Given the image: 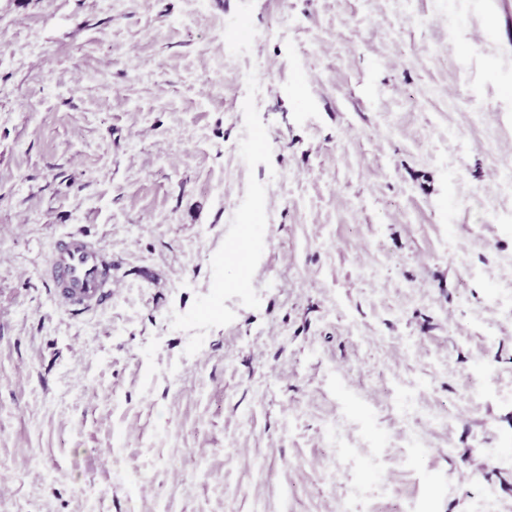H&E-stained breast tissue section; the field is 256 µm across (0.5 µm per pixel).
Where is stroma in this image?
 Returning a JSON list of instances; mask_svg holds the SVG:
<instances>
[{"mask_svg": "<svg viewBox=\"0 0 512 512\" xmlns=\"http://www.w3.org/2000/svg\"><path fill=\"white\" fill-rule=\"evenodd\" d=\"M508 167L512 0H0V512H512ZM41 278L65 313H96L112 301V254L74 231L53 243ZM433 416L423 406H415L413 411L407 416L408 428L406 429L407 441L411 447H417L422 440V434L419 425L423 422L431 421Z\"/></svg>", "mask_w": 512, "mask_h": 512, "instance_id": "35a3bbf8", "label": "stroma"}]
</instances>
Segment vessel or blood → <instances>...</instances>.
Returning <instances> with one entry per match:
<instances>
[{
	"instance_id": "obj_1",
	"label": "vessel or blood",
	"mask_w": 512,
	"mask_h": 512,
	"mask_svg": "<svg viewBox=\"0 0 512 512\" xmlns=\"http://www.w3.org/2000/svg\"><path fill=\"white\" fill-rule=\"evenodd\" d=\"M41 277L66 313L98 312L114 294L111 253L78 231L54 241Z\"/></svg>"
}]
</instances>
